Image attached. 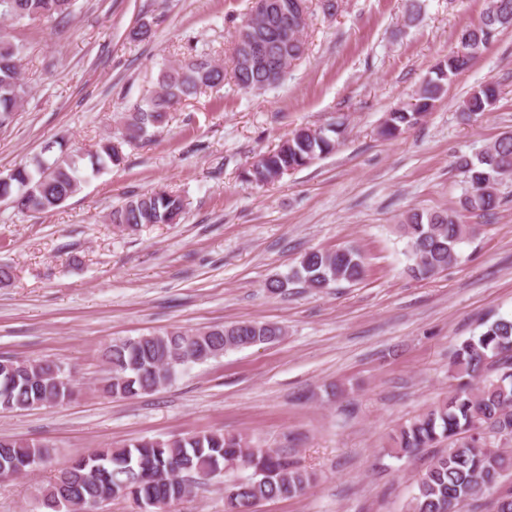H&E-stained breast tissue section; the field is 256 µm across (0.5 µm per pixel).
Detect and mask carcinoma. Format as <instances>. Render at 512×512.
Masks as SVG:
<instances>
[{"label": "carcinoma", "instance_id": "obj_1", "mask_svg": "<svg viewBox=\"0 0 512 512\" xmlns=\"http://www.w3.org/2000/svg\"><path fill=\"white\" fill-rule=\"evenodd\" d=\"M278 12L252 11L236 28L234 40L243 31L252 34L265 54L283 59V69L303 58L307 51L304 31L308 15L295 9V0H276ZM74 0H0V19L21 22H64L73 12ZM512 28V0H486L478 24L457 34V47L448 54L417 93L414 102L388 113L378 129L393 139L416 124L454 79L469 69L477 56L503 30ZM22 46L0 29V131L10 127L27 95L21 78ZM239 51L232 48V78L245 91H262L271 84L265 66L255 62L242 66ZM224 86V66L208 53L191 45L174 64L162 68L155 86L123 117L122 138L107 137L95 148L82 151L63 148L51 159L36 157L0 179V196L22 214H45L61 207L92 177L120 165L123 144H133L165 125L169 114L183 102ZM498 90L487 83L463 102L469 114L490 110ZM336 125L313 129L300 127L277 148L263 153L245 173L246 180L265 185L288 172L306 167L336 148ZM456 169L466 185L459 198L460 209L490 216L501 202V187L512 182V132L470 158L460 156ZM186 210L185 198L176 190L161 187L149 193L124 198L107 214V222L135 231L147 224H178ZM406 239L410 277H430L458 259V246L471 238L477 227L461 224L446 211L409 213L400 225ZM367 268L354 248L311 251L288 274L273 278L267 288L282 293L288 285L302 282L309 288L326 289L340 282L356 284ZM284 336L274 322L242 320L209 329L150 332L119 338L108 346L103 358L108 376L103 393L131 399L142 392L170 384L182 369L184 354L208 361L259 344H271ZM458 381L448 398L409 423L392 437L399 458L446 440V452L433 461L417 481L406 512H512V451L493 445L496 438L512 439V317L484 323L476 336L464 340L450 365ZM68 372L62 364L0 357V410H27L61 405L68 390ZM487 424L486 433L476 425ZM49 449L27 440L0 438V474L23 470L43 461ZM248 463L252 473L240 481L224 484V512H252L264 500L300 496L315 480V474L290 463L271 448H251L240 436L221 430L160 440L143 438L116 448H96L62 468L37 489L43 512L54 504L66 512H83L92 503L123 498L153 503L157 512H175L184 495V481L213 479L233 463Z\"/></svg>", "mask_w": 512, "mask_h": 512}]
</instances>
